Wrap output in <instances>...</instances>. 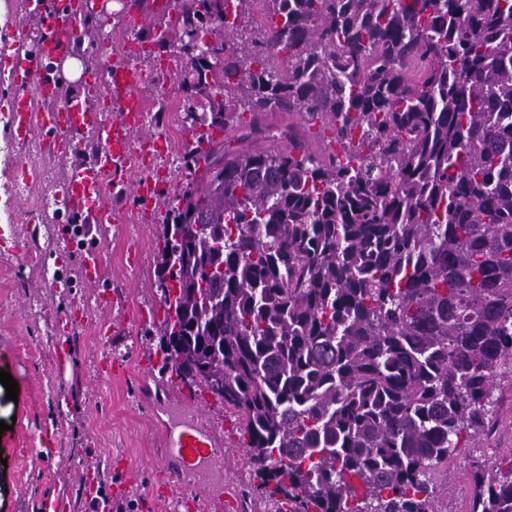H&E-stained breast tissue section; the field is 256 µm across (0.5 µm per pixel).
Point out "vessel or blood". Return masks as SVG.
Wrapping results in <instances>:
<instances>
[{
	"label": "vessel or blood",
	"mask_w": 512,
	"mask_h": 512,
	"mask_svg": "<svg viewBox=\"0 0 512 512\" xmlns=\"http://www.w3.org/2000/svg\"><path fill=\"white\" fill-rule=\"evenodd\" d=\"M24 11L30 16H48L51 25H63L67 33L46 34L41 39L43 53L33 56L22 51L12 55V102L13 133L22 139H29L42 133H51L53 141L72 143L76 133L91 130L100 136L99 149L88 161L72 170L70 191L67 195L69 212L90 218L96 224L118 222L119 216L112 208L100 201L102 185L100 174L103 170H120L128 152L132 136L142 128L140 100L136 89L142 81L139 71L132 66H119L111 72V99L120 105L118 118H109L107 110L95 97L85 99L70 97L65 82L49 72L53 61L64 59L81 38V15L77 0H24ZM180 0H135L128 13L131 27L142 25L155 15H170L181 10ZM39 95L57 100L56 108L37 112L32 107L30 90ZM160 188L151 177H143L132 186V194L142 209H149L157 202ZM199 416L192 428L176 431L167 430L165 445L179 468L168 475L169 487H178L183 471L199 472L206 468L223 473L224 462L215 433L204 416V407H197Z\"/></svg>",
	"instance_id": "b4317fda"
}]
</instances>
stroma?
Instances as JSON below:
<instances>
[{
	"label": "stroma",
	"instance_id": "1",
	"mask_svg": "<svg viewBox=\"0 0 512 512\" xmlns=\"http://www.w3.org/2000/svg\"><path fill=\"white\" fill-rule=\"evenodd\" d=\"M120 8L119 0H96L95 15L84 27L111 37L122 49L120 62L137 63L148 75L137 89L149 105L141 133L166 141L154 160L164 193L197 185V167L186 154L202 130L166 110L170 98L189 97L184 62L167 50L131 53L130 43H150L159 26L149 20L128 31ZM0 32L26 48L47 30L24 17L21 0H0ZM4 69L0 62V144L13 141L15 151H0V370L11 373L19 392L17 400H8L0 385V422L13 424L0 433V512H44L48 498L58 500V512H90L89 502L98 494L122 512H219L217 499L229 496L239 499L238 512H267L261 498L241 500L251 475L240 419L206 391L201 397L208 420L223 441V486L204 489L198 475L189 473L180 486L189 495L186 507L176 509L151 496L176 465L163 430L196 420L176 395L181 381L162 347L165 305L157 252L167 207L139 209L131 191L142 176L136 170L107 192L118 223L82 225L66 213L47 219L30 211L17 193L28 172L52 167L56 176L44 191L59 197L68 194L70 170L82 157L68 151L33 154L27 141L12 140L5 121L12 91ZM34 229L46 250L41 269L26 259V238ZM88 246L102 256L104 276L96 285L85 283L78 267L77 256ZM80 313L86 330L57 334L61 316ZM61 349L69 353L62 366L56 362ZM107 361L112 374L104 377L100 369ZM493 397L496 431L479 442L486 464L512 455V379L498 378Z\"/></svg>",
	"mask_w": 512,
	"mask_h": 512
}]
</instances>
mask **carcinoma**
Wrapping results in <instances>:
<instances>
[{
    "mask_svg": "<svg viewBox=\"0 0 512 512\" xmlns=\"http://www.w3.org/2000/svg\"><path fill=\"white\" fill-rule=\"evenodd\" d=\"M178 22L209 107L187 117L236 135L166 213L188 247L164 329L177 377L224 383L251 489L443 512L462 455L468 512H512V459L471 453L512 374V0H186Z\"/></svg>",
    "mask_w": 512,
    "mask_h": 512,
    "instance_id": "carcinoma-1",
    "label": "carcinoma"
}]
</instances>
